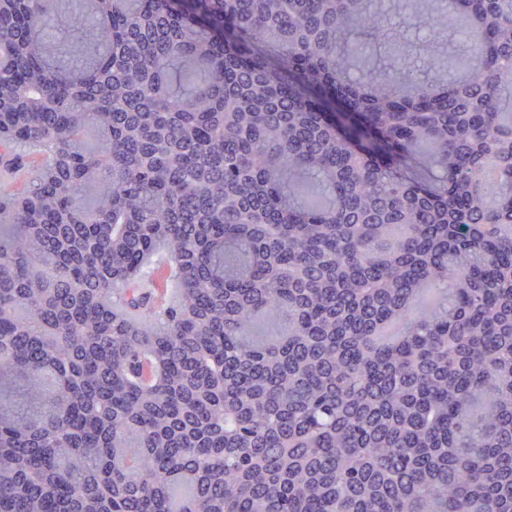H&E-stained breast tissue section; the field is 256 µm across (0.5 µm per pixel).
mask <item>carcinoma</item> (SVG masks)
<instances>
[{"label":"carcinoma","instance_id":"carcinoma-1","mask_svg":"<svg viewBox=\"0 0 512 512\" xmlns=\"http://www.w3.org/2000/svg\"><path fill=\"white\" fill-rule=\"evenodd\" d=\"M173 2L0 0V512H512V0ZM384 1L379 5L385 9L386 13L389 16L390 26L395 30L403 34L405 37L409 39H415L416 37L424 38L426 36V30L424 29H415L413 27L408 26L409 21L402 15L393 11L390 7L388 1L390 0H380Z\"/></svg>","mask_w":512,"mask_h":512}]
</instances>
